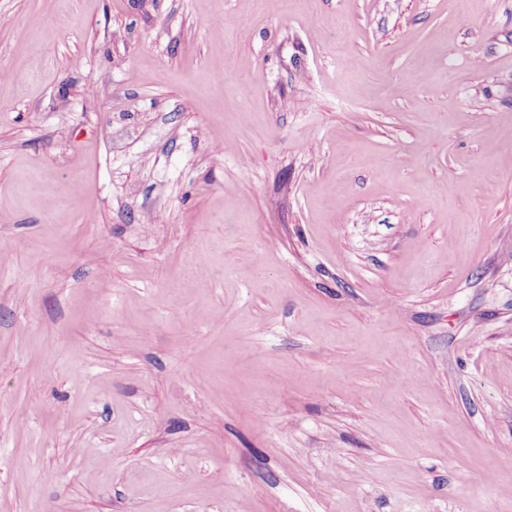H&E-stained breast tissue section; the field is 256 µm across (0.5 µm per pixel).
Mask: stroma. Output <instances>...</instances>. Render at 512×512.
Instances as JSON below:
<instances>
[{
	"label": "stroma",
	"mask_w": 512,
	"mask_h": 512,
	"mask_svg": "<svg viewBox=\"0 0 512 512\" xmlns=\"http://www.w3.org/2000/svg\"><path fill=\"white\" fill-rule=\"evenodd\" d=\"M0 512H512V0H0Z\"/></svg>",
	"instance_id": "1"
}]
</instances>
